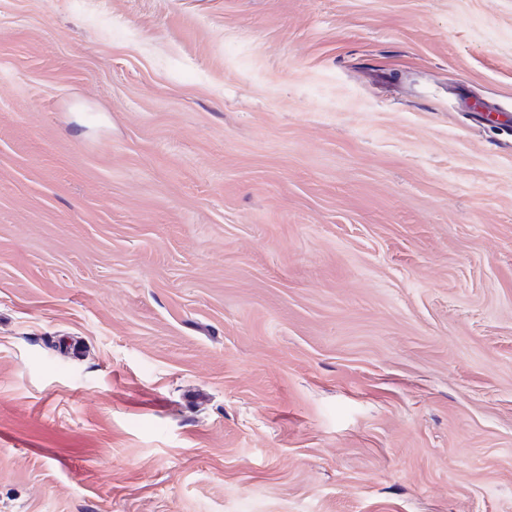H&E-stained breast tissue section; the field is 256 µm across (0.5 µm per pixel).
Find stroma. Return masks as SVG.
<instances>
[{
    "label": "stroma",
    "instance_id": "1",
    "mask_svg": "<svg viewBox=\"0 0 512 512\" xmlns=\"http://www.w3.org/2000/svg\"><path fill=\"white\" fill-rule=\"evenodd\" d=\"M0 0V512H512V0Z\"/></svg>",
    "mask_w": 512,
    "mask_h": 512
}]
</instances>
